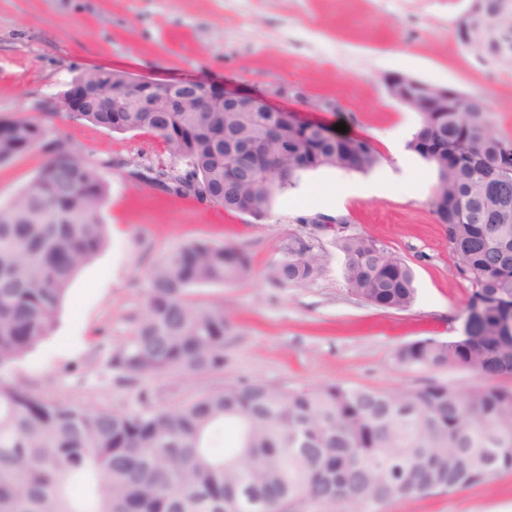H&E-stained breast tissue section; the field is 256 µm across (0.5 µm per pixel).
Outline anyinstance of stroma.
Instances as JSON below:
<instances>
[{
  "mask_svg": "<svg viewBox=\"0 0 512 512\" xmlns=\"http://www.w3.org/2000/svg\"><path fill=\"white\" fill-rule=\"evenodd\" d=\"M471 0H0V114L25 113L69 136L96 160L108 185L103 250L70 285L57 325L15 366L42 395L84 406H133L136 389L115 382L101 347L128 336L148 288L146 273L194 241L231 244L251 259L250 275L194 289L222 307L234 328L224 371L146 382L160 405L242 379L287 389L326 384L382 390L439 380L465 391L481 376L454 368L407 369L397 350L427 337L448 340L463 326L467 283L454 273L444 228L429 207L431 166L408 151L418 117L391 100L380 77L404 73L484 98L489 121L512 137V66L478 57L457 39ZM93 67L155 79L212 80L249 88L278 105L319 107L323 118L353 114L355 133L382 154L367 173L321 169L304 176L257 221L214 203L161 194L130 178L123 160L150 157L158 141L49 118V100ZM344 220L414 269L417 295L405 311L352 296L333 230L315 216ZM303 237L322 256L318 274L280 286L269 271ZM384 512H512V472L451 494L399 498Z\"/></svg>",
  "mask_w": 512,
  "mask_h": 512,
  "instance_id": "obj_1",
  "label": "stroma"
}]
</instances>
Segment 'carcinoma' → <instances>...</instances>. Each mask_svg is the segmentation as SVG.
I'll return each mask as SVG.
<instances>
[{
	"mask_svg": "<svg viewBox=\"0 0 512 512\" xmlns=\"http://www.w3.org/2000/svg\"><path fill=\"white\" fill-rule=\"evenodd\" d=\"M458 36L478 56L512 60V22L494 0H474ZM128 74L92 68L76 78L109 96ZM423 107L439 87L404 88ZM61 113L71 122L147 135L154 159L126 162L129 177L165 195L193 197L254 219L269 214L318 169L367 173L382 159L365 135L327 121L297 125L282 112ZM444 148L429 207L446 228L469 299L459 341L425 338L396 352L404 368L491 370L466 392L430 382L399 392L342 385L281 389L244 380L175 406L139 395V408L87 407L44 397L15 364L53 331L69 286L101 251L107 197L101 169L63 135L24 113L0 121V166L37 150L42 163L0 203V512H384L396 498L451 493L512 471V139L487 118L483 99L453 90L419 113ZM266 150L269 172L224 182V143ZM454 160L448 162V154ZM349 292L389 310L413 304L412 267L375 239L342 235ZM321 255L296 237L271 270L280 284L314 278ZM251 261L229 244L194 242L149 270L132 334L110 348L108 367L133 386L169 375L224 370L233 324L193 288L246 278Z\"/></svg>",
	"mask_w": 512,
	"mask_h": 512,
	"instance_id": "carcinoma-1",
	"label": "carcinoma"
}]
</instances>
